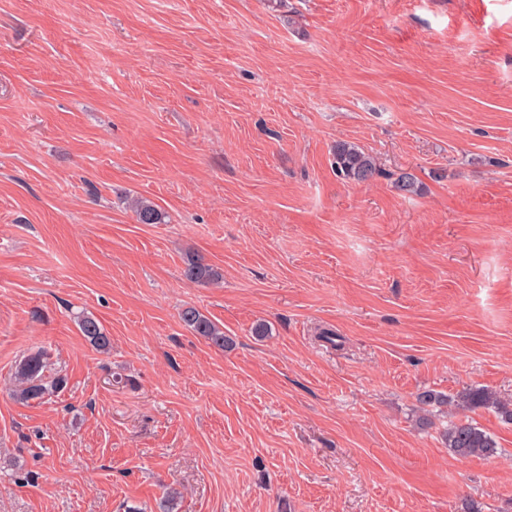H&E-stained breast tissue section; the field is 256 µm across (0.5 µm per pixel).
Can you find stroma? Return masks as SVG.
Instances as JSON below:
<instances>
[{"mask_svg":"<svg viewBox=\"0 0 512 512\" xmlns=\"http://www.w3.org/2000/svg\"><path fill=\"white\" fill-rule=\"evenodd\" d=\"M469 386L512 400V0H0V512H512L511 423L417 425ZM333 164L336 175L347 183H368L380 174L375 157L355 143H336ZM131 206L138 223L161 224L164 222V212L148 199H134ZM183 275L189 282L203 286L215 285L222 280L221 272L199 255L187 259ZM180 320L194 335L203 338L214 348L224 351L233 344V340L224 334V329L196 307L183 308ZM78 327L82 336L96 350L106 352L109 350L111 341L107 336L99 320L93 315H81L78 317ZM49 365L48 355L42 349L28 353L16 363L13 379L17 401L42 400L63 387L62 377L46 375ZM444 448L458 458H487L496 453L494 438L465 416L451 422L441 433Z\"/></svg>","mask_w":512,"mask_h":512,"instance_id":"1","label":"stroma"}]
</instances>
